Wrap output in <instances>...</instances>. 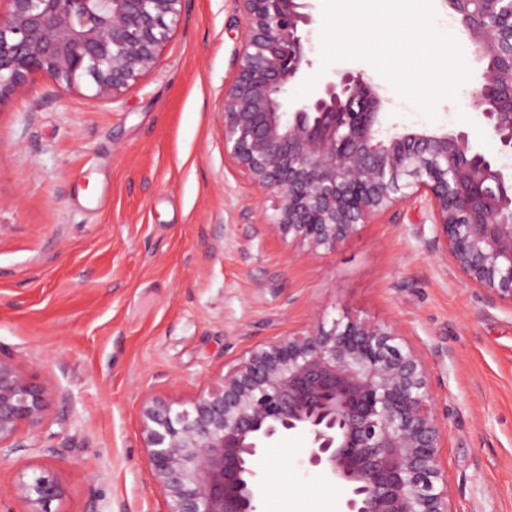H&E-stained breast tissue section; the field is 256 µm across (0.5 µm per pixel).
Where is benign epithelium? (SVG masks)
Returning a JSON list of instances; mask_svg holds the SVG:
<instances>
[{
	"mask_svg": "<svg viewBox=\"0 0 512 512\" xmlns=\"http://www.w3.org/2000/svg\"><path fill=\"white\" fill-rule=\"evenodd\" d=\"M245 27L224 91V157L264 196L267 232L307 255L335 250L411 200L429 209L441 253L491 301L512 306V0H447L484 63L470 93L490 159L465 131L394 132L360 73L328 77L283 110L312 66L310 0H238ZM183 0H0V100L47 74L115 101L154 69ZM385 324L322 318L248 351L188 402L140 409L148 488L164 512H256L266 445L302 437L308 463L341 486L348 512H453L445 441L424 359L392 344ZM59 395L0 348V458L55 453L47 406ZM11 495L54 512L66 486L49 468L22 473Z\"/></svg>",
	"mask_w": 512,
	"mask_h": 512,
	"instance_id": "obj_1",
	"label": "benign epithelium"
}]
</instances>
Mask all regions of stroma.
<instances>
[{
    "label": "stroma",
    "instance_id": "35a3bbf8",
    "mask_svg": "<svg viewBox=\"0 0 512 512\" xmlns=\"http://www.w3.org/2000/svg\"><path fill=\"white\" fill-rule=\"evenodd\" d=\"M244 19L237 0H184L156 67L117 102L38 76L0 100V347L64 399L48 408L65 446L0 460L8 493L46 465L66 484L63 512H163L147 490L140 405L187 400L251 347L316 317L390 325L430 369L454 512H512V308L471 287L434 249L416 201L312 258L269 237L272 210L224 157V89ZM391 101V122L474 132V112L441 100L435 120ZM301 440L258 465V512H346Z\"/></svg>",
    "mask_w": 512,
    "mask_h": 512
}]
</instances>
